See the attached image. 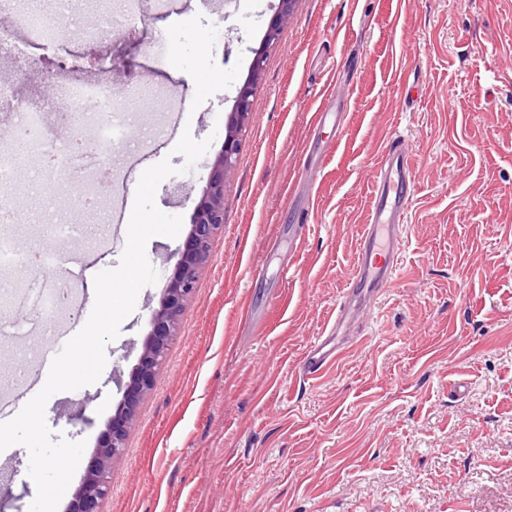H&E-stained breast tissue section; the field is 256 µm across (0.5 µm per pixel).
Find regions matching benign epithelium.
Masks as SVG:
<instances>
[{
    "mask_svg": "<svg viewBox=\"0 0 512 512\" xmlns=\"http://www.w3.org/2000/svg\"><path fill=\"white\" fill-rule=\"evenodd\" d=\"M293 2L279 0V7L267 27L262 46L251 61L249 81L239 93L221 151L211 168L202 197L194 208L191 233L178 252L175 274L166 288L165 301L152 317L151 342L144 348L137 371L126 388L122 409L113 417L112 427L99 452L89 462L83 484L70 503V512H103L112 459L121 453L125 437L135 424L141 396L153 384L164 358L165 346L175 334L184 302L195 288L197 272L207 261L210 241L223 228L224 182L235 164L245 120L253 110L254 85L264 70L267 53L278 44L281 29L288 23Z\"/></svg>",
    "mask_w": 512,
    "mask_h": 512,
    "instance_id": "benign-epithelium-1",
    "label": "benign epithelium"
}]
</instances>
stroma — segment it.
Wrapping results in <instances>:
<instances>
[{
    "label": "stroma",
    "instance_id": "stroma-1",
    "mask_svg": "<svg viewBox=\"0 0 512 512\" xmlns=\"http://www.w3.org/2000/svg\"><path fill=\"white\" fill-rule=\"evenodd\" d=\"M100 0L115 31L64 30L0 50L20 69L16 97L37 102L79 76L152 88L142 129L122 135L104 208L75 217L58 189L64 242L10 197L0 234L32 254L0 269V391L23 362L49 371L42 343L53 286L76 302L55 329L77 333L95 302L88 270L118 266L126 223L114 206L163 159L181 166L183 131L212 144L193 172L166 178L157 207L182 216L152 237L158 273L105 348L96 383L54 394L55 436L85 441L57 512H67L143 351L175 252L224 142L225 127L278 0ZM341 119L317 124L324 102ZM414 160L406 247L390 288L364 309L322 377L300 363L336 313L365 224L370 171L394 130ZM315 166L312 187L298 171ZM464 392H451L456 381ZM29 453L0 512H29ZM104 512H512V0H295L256 85L241 149L224 184V227L186 302L153 387L113 459Z\"/></svg>",
    "mask_w": 512,
    "mask_h": 512
}]
</instances>
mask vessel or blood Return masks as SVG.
<instances>
[{
  "mask_svg": "<svg viewBox=\"0 0 512 512\" xmlns=\"http://www.w3.org/2000/svg\"><path fill=\"white\" fill-rule=\"evenodd\" d=\"M371 185L367 223L360 236L353 277L334 320L326 323L322 335L302 359L301 372L310 379L340 360L343 349L337 342L339 329L353 321L357 301H370L392 282L394 258L404 246L402 227L407 222L408 202L414 190L412 162L399 139H392L381 151Z\"/></svg>",
  "mask_w": 512,
  "mask_h": 512,
  "instance_id": "b4317fda",
  "label": "vessel or blood"
}]
</instances>
